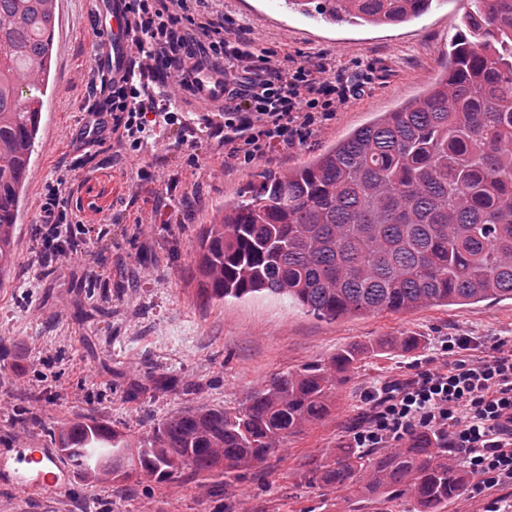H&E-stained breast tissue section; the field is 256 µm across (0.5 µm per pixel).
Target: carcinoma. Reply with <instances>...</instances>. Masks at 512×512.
Returning a JSON list of instances; mask_svg holds the SVG:
<instances>
[{
	"label": "carcinoma",
	"instance_id": "cac0c4a2",
	"mask_svg": "<svg viewBox=\"0 0 512 512\" xmlns=\"http://www.w3.org/2000/svg\"><path fill=\"white\" fill-rule=\"evenodd\" d=\"M433 0H305L338 22L398 25ZM56 0H0V278L14 240L47 87ZM448 69L426 91L292 170L263 172L200 236L204 299L286 298L319 318L512 300V0H471ZM399 336L353 344L326 363L275 374L234 408L180 411L137 439L95 416L53 433L87 478L167 480L186 470L263 465L329 413L360 362ZM311 480L359 495L410 496L441 512L470 477L448 436L419 429L379 454L344 441Z\"/></svg>",
	"mask_w": 512,
	"mask_h": 512
}]
</instances>
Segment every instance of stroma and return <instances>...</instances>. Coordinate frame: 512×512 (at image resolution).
I'll return each instance as SVG.
<instances>
[{
	"instance_id": "stroma-1",
	"label": "stroma",
	"mask_w": 512,
	"mask_h": 512,
	"mask_svg": "<svg viewBox=\"0 0 512 512\" xmlns=\"http://www.w3.org/2000/svg\"><path fill=\"white\" fill-rule=\"evenodd\" d=\"M213 19L231 16L256 48L324 57L352 74L374 65L380 75L310 143L272 161L244 165L225 158L218 140L188 138L215 118L212 104L186 103V126H170L139 156L119 153L111 134L96 146L79 141L88 107L99 101L101 76L90 34L96 0H57L49 84L23 191L16 264L0 286V449L33 441L53 446L52 429L89 413L138 438L189 407L238 406L246 392L278 372L329 360L338 349L395 336H416L417 349L389 348L362 361L317 423L289 436L263 467L168 479L89 481L76 476L62 494H16L0 484V512H412L402 496L381 504L307 479L312 459L348 440L365 409L363 394L426 362L434 343L465 331L512 336V300L464 307L376 312L334 321L284 298L255 294L203 300L193 276L198 236L225 205L239 201L261 171L285 172L307 161L376 114L417 97L448 65L468 0H433L430 10L399 26L331 24L278 0H213ZM197 164H189V154ZM153 164L152 181L137 177ZM67 176L71 220L105 203L93 233L77 236L86 265L42 263L35 229L46 185ZM170 196L168 210L155 208ZM168 380L155 389L152 376ZM140 392H133V385Z\"/></svg>"
}]
</instances>
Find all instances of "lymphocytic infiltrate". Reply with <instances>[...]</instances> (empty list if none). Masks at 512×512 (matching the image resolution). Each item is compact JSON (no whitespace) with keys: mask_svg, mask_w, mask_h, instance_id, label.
Returning <instances> with one entry per match:
<instances>
[{"mask_svg":"<svg viewBox=\"0 0 512 512\" xmlns=\"http://www.w3.org/2000/svg\"><path fill=\"white\" fill-rule=\"evenodd\" d=\"M209 0H127V25L135 37L134 66L163 71L181 90L197 72L214 75L224 86L220 122L210 136L224 144L226 158L249 164L307 144L314 132L368 90L370 74L350 79L333 72L325 58L280 65L272 51L256 49L244 27L231 19L203 26L206 57L192 51L195 16ZM135 91L113 86L103 104L88 110L87 141L111 127L118 146L139 155L156 128L182 123L170 103L142 104ZM70 192L66 177L47 186L38 230L49 256L61 263L78 258L77 226L67 220ZM441 364L425 363L410 376L366 391L369 412L351 428L357 448H386L414 430L448 435V446L471 476L468 495L486 500L485 512L512 492V339L488 340L460 332L438 342Z\"/></svg>","mask_w":512,"mask_h":512,"instance_id":"1","label":"lymphocytic infiltrate"}]
</instances>
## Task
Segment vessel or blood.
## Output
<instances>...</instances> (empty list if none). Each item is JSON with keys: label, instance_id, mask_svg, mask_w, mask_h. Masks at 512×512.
Instances as JSON below:
<instances>
[{"label": "vessel or blood", "instance_id": "b4317fda", "mask_svg": "<svg viewBox=\"0 0 512 512\" xmlns=\"http://www.w3.org/2000/svg\"><path fill=\"white\" fill-rule=\"evenodd\" d=\"M96 41L104 45L105 51L95 55V67L110 74L113 81H121L133 55L122 0H101ZM190 84L196 101L208 102L222 95L211 77L194 76ZM0 480L21 495L59 493L69 487L71 472L64 465L59 449L37 448L29 442L0 458Z\"/></svg>", "mask_w": 512, "mask_h": 512}]
</instances>
